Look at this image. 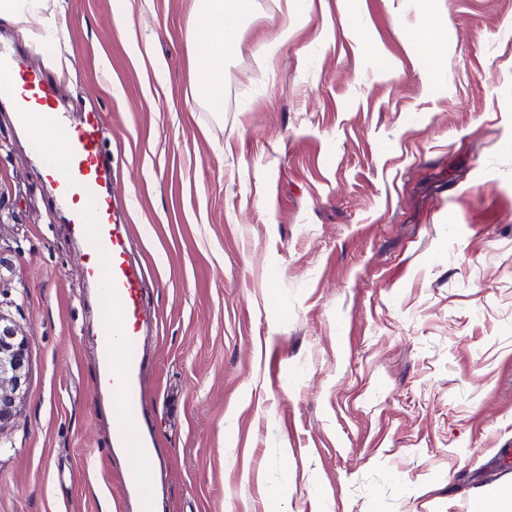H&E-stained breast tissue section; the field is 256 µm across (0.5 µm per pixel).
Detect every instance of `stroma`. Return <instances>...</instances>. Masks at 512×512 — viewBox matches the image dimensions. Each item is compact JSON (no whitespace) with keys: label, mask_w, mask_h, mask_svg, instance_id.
<instances>
[{"label":"stroma","mask_w":512,"mask_h":512,"mask_svg":"<svg viewBox=\"0 0 512 512\" xmlns=\"http://www.w3.org/2000/svg\"><path fill=\"white\" fill-rule=\"evenodd\" d=\"M194 7L0 23L108 129L161 512H470L512 481V0H254L219 116L191 97ZM433 17L437 68L402 37ZM41 167L0 107V312L31 336L0 512H122L99 310Z\"/></svg>","instance_id":"obj_1"}]
</instances>
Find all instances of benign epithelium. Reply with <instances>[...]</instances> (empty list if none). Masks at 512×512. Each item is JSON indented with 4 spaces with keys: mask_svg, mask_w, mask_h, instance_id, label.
I'll return each mask as SVG.
<instances>
[{
    "mask_svg": "<svg viewBox=\"0 0 512 512\" xmlns=\"http://www.w3.org/2000/svg\"><path fill=\"white\" fill-rule=\"evenodd\" d=\"M30 336L0 313V435L10 426L25 399Z\"/></svg>",
    "mask_w": 512,
    "mask_h": 512,
    "instance_id": "1",
    "label": "benign epithelium"
}]
</instances>
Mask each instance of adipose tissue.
Returning a JSON list of instances; mask_svg holds the SVG:
<instances>
[{
    "instance_id": "adipose-tissue-1",
    "label": "adipose tissue",
    "mask_w": 512,
    "mask_h": 512,
    "mask_svg": "<svg viewBox=\"0 0 512 512\" xmlns=\"http://www.w3.org/2000/svg\"><path fill=\"white\" fill-rule=\"evenodd\" d=\"M252 5L253 0H196L187 21L184 36L191 53L193 93L209 111L224 110V58L234 49ZM1 20L40 39L58 30L46 0H0Z\"/></svg>"
}]
</instances>
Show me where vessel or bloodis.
Wrapping results in <instances>:
<instances>
[{
  "mask_svg": "<svg viewBox=\"0 0 512 512\" xmlns=\"http://www.w3.org/2000/svg\"><path fill=\"white\" fill-rule=\"evenodd\" d=\"M0 104L10 106L21 128L43 126L69 135L72 145L57 154L48 138L31 140L43 162L58 204L69 213L81 247L86 279L98 291L100 320L95 336L100 362L96 387L112 405V453L126 462L125 512H154L158 460L144 411L141 374V266L129 256L111 193L113 160L102 115L82 113L71 120L58 109L53 88L42 75L24 69L15 55L0 51Z\"/></svg>",
  "mask_w": 512,
  "mask_h": 512,
  "instance_id": "obj_1",
  "label": "vessel or blood"
}]
</instances>
